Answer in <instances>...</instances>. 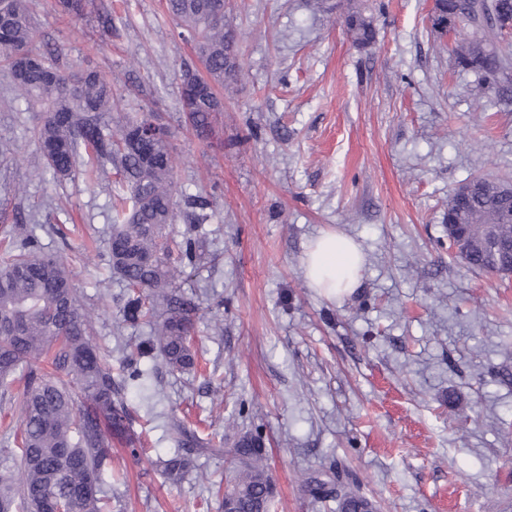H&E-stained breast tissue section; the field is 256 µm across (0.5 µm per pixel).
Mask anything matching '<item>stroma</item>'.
Instances as JSON below:
<instances>
[{"label": "stroma", "mask_w": 512, "mask_h": 512, "mask_svg": "<svg viewBox=\"0 0 512 512\" xmlns=\"http://www.w3.org/2000/svg\"><path fill=\"white\" fill-rule=\"evenodd\" d=\"M54 2L29 0L37 46L57 47L64 72L111 78L112 121L156 108L181 195L168 233L203 239L209 255L173 265L198 308L194 370L145 358L127 383L144 454L113 441L109 512H221L225 451L246 433L264 443L277 512H336L305 493L314 477L377 512H512V280L448 249L450 192L512 182V99L491 102L457 66L427 0H224L240 72L204 140L180 104L181 65L197 57L165 0H85L79 21ZM352 10L372 20L367 46L346 31ZM43 117L0 59V239L17 218L37 225L118 378L124 343L152 331L119 319L116 171L55 181L33 139ZM188 194L209 198L207 223H189ZM326 229L366 259L358 290L337 301L302 267ZM174 421L214 442L193 449L177 484L158 463Z\"/></svg>", "instance_id": "35a3bbf8"}]
</instances>
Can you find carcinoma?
I'll return each instance as SVG.
<instances>
[{"label":"carcinoma","mask_w":512,"mask_h":512,"mask_svg":"<svg viewBox=\"0 0 512 512\" xmlns=\"http://www.w3.org/2000/svg\"><path fill=\"white\" fill-rule=\"evenodd\" d=\"M444 6L449 14L441 22L458 20L470 32V44L457 65L481 75L492 94L504 96L500 81L512 71V41L503 29L512 21V0H444ZM166 7L204 58L210 82L224 86V0H167ZM345 25L355 44L373 41L372 23L360 14H348ZM35 38L28 0H6L0 10V52L7 55L17 87L34 102L48 105L35 132L37 149L59 180L74 177L82 152L116 169L126 195L115 205L110 267L130 289L123 321L151 326L152 350L170 371L186 372L195 366V306L175 285L165 237L174 220L176 195L172 132L164 126L149 140L131 146L140 127L153 117L141 112L112 134L106 120L115 94L112 81L93 69L65 75L55 49L32 48ZM213 121L211 106L202 104L192 113L190 125L200 133ZM507 186L485 178L468 181L463 196L448 206V222L462 211L475 222L512 223ZM186 205L192 209L193 223L208 221L207 198L190 195ZM179 248L189 263L200 259L195 238H185ZM460 259L469 268L494 272L495 266L479 252L463 253ZM43 355L52 356L51 376L34 363ZM144 355L137 344L125 356L129 379L143 376L137 364ZM16 382L22 390L14 461L21 478L0 473V512H104L101 485L111 470L112 439L125 440L137 455L126 381L112 376L99 347L92 344L86 313L66 267L38 249L35 228L27 224L5 240L0 259V387L7 390ZM172 441L177 451L162 461V469L175 483L189 472L190 449L211 442L180 425L173 428ZM226 463L221 508L230 504L233 512H267L274 507L273 479L256 436L239 437ZM308 492L320 501L334 496L319 481L309 485ZM334 497L339 512H375L362 495Z\"/></svg>","instance_id":"1"}]
</instances>
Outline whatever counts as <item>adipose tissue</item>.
<instances>
[{
    "label": "adipose tissue",
    "mask_w": 512,
    "mask_h": 512,
    "mask_svg": "<svg viewBox=\"0 0 512 512\" xmlns=\"http://www.w3.org/2000/svg\"><path fill=\"white\" fill-rule=\"evenodd\" d=\"M364 257L351 238L333 230L321 231L309 244L304 274L320 296L330 300L353 294L361 283Z\"/></svg>",
    "instance_id": "obj_1"
}]
</instances>
